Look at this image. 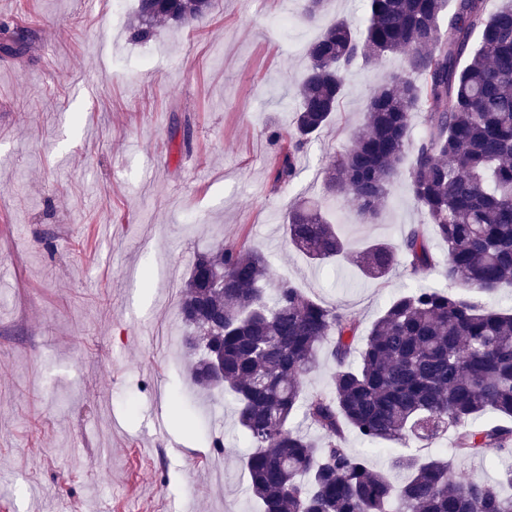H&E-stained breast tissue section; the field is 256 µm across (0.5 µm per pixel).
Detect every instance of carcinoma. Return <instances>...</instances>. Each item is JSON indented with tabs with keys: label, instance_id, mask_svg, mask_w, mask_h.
I'll list each match as a JSON object with an SVG mask.
<instances>
[{
	"label": "carcinoma",
	"instance_id": "1",
	"mask_svg": "<svg viewBox=\"0 0 512 512\" xmlns=\"http://www.w3.org/2000/svg\"><path fill=\"white\" fill-rule=\"evenodd\" d=\"M326 6L302 0L300 19L313 23ZM365 9L364 31L338 18L308 45L298 109L287 130L270 135L274 181L297 178L299 153L339 111L350 67L403 56V71L373 88L326 187L372 219L403 181L427 223L397 244L353 251L320 204L303 203L284 232L315 264L346 258L377 280L400 266L410 285L364 329L353 313L273 277L258 248L200 253L180 298L183 346L201 344L191 379L233 398L263 512H512L503 491L512 468L488 483L458 465L489 448L512 455V312L477 300L512 287V0H365ZM211 10L212 0H138L134 36L189 26ZM22 49L1 27L0 53ZM439 266L447 285L425 283ZM326 355L334 362L326 387L305 392ZM299 415L320 441L292 427ZM349 432L366 447L409 448L391 462L404 480L393 483L350 448ZM449 432L451 456L421 453Z\"/></svg>",
	"mask_w": 512,
	"mask_h": 512
}]
</instances>
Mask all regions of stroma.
<instances>
[{
	"mask_svg": "<svg viewBox=\"0 0 512 512\" xmlns=\"http://www.w3.org/2000/svg\"><path fill=\"white\" fill-rule=\"evenodd\" d=\"M0 0L34 34L0 57V512H255L235 407L192 381L181 287L197 253L243 244L309 297L370 326L408 283L314 265L282 228L322 201L352 247L398 243L425 217L396 183L365 221L327 193L390 55L346 75L334 127L274 186L306 49L363 0H214L209 18L132 36L133 0ZM222 440L223 448L212 445Z\"/></svg>",
	"mask_w": 512,
	"mask_h": 512,
	"instance_id": "obj_1",
	"label": "stroma"
}]
</instances>
